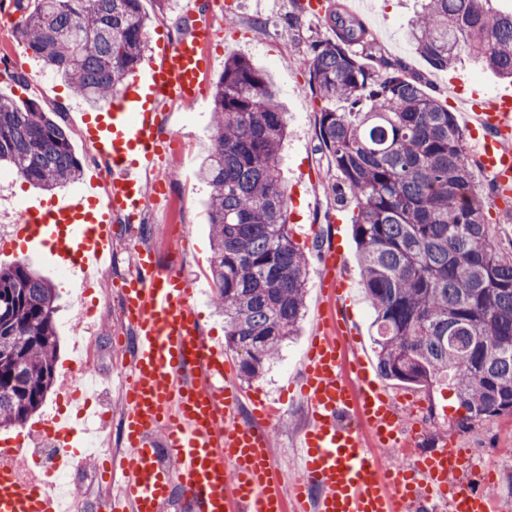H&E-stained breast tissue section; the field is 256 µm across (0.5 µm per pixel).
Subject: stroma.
Returning a JSON list of instances; mask_svg holds the SVG:
<instances>
[{
  "label": "stroma",
  "mask_w": 512,
  "mask_h": 512,
  "mask_svg": "<svg viewBox=\"0 0 512 512\" xmlns=\"http://www.w3.org/2000/svg\"><path fill=\"white\" fill-rule=\"evenodd\" d=\"M348 10L372 27L383 53L406 62L411 73L419 76L426 90L435 91L447 102L457 99L456 86L477 87L486 96H494L512 84L492 71L461 57L448 70L432 69L413 49L404 36V24L412 12L414 0H343ZM214 45L209 52L211 64L202 76L203 92L198 101L187 105L171 104L167 121L160 133L168 143V164L159 177L171 191L174 205L171 215L162 209L147 210L140 224L114 227L115 258L103 269L98 282L102 288L113 287L128 273L131 255L128 245L138 244L153 250L160 263L179 270L192 290V304L199 315L201 330L213 344L224 342V317L211 301L213 294L212 249L207 212L208 191L198 179V167L210 146L209 111L215 86L224 71V62L242 56L267 71L273 80L278 99L288 114V136L282 147V171L288 196V223L293 239L309 258L306 288V314L295 339L285 344L279 359L254 379L234 374L237 385L245 390H259L270 398H284L283 415L269 427L271 444L280 468L292 473L298 436L307 414L304 403L289 399L290 386L302 377L309 338L318 322L325 300L322 281L325 269L318 259L316 240L340 236L348 279L349 316L360 338L359 348L374 354L373 311L365 300L360 276L357 245L349 222L352 203H338L332 186L336 170L327 155L319 151L316 138L319 105L306 93L308 75L304 66L314 42L327 38L324 19L302 12L295 0H231L227 10L210 12ZM42 80L41 88L21 90L14 74ZM0 97L22 105L36 102L71 136L72 148L83 167H90L96 149L81 134L80 116L87 104L72 96L60 77L42 68L22 39L0 45ZM81 181H74L47 192L22 177L0 185V227L15 223L22 211L57 197L78 201ZM25 261L48 278L58 295L54 316L58 336L57 374L78 375L80 366L71 360L77 340L74 301L78 278H64L51 255L42 249L0 253V267ZM131 330L108 303L100 318L94 338L97 372L101 390L105 391L113 410H121L120 362L127 350L115 345L116 335H130ZM422 406L415 419L421 425L422 444L444 438H457L474 464L493 472L495 480L489 491L497 497V512H512V415L504 414L476 420L467 419L465 411L456 409L453 390L448 387L414 388Z\"/></svg>",
  "instance_id": "stroma-1"
}]
</instances>
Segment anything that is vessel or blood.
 <instances>
[{
    "mask_svg": "<svg viewBox=\"0 0 512 512\" xmlns=\"http://www.w3.org/2000/svg\"><path fill=\"white\" fill-rule=\"evenodd\" d=\"M186 35L163 46L158 62L130 82L111 112L85 116L83 135L98 144L110 168L108 208L88 178L84 201L50 202L21 214L13 242L48 249L57 264L91 275L110 256L109 214L136 220L149 202L148 179L160 161L158 121L168 102H195L206 65L202 45L212 25L199 0H186ZM467 126L482 167L502 198L512 197V90L484 102L465 99ZM136 273L120 299L133 333L131 382L124 393L127 451L113 459L122 480L120 512H165L181 500L188 512H493L494 502L466 475L474 465L455 441L421 453L408 468L381 466L372 447L406 439L403 394L393 392L357 353V336L342 315L347 291L341 246L322 252L328 271L326 313L311 336L300 395L311 418L299 441L300 468L290 479L278 468L268 425L282 409L261 393L230 385L234 367L222 347L201 334L191 289L180 274L161 273L156 256L136 248ZM253 420L240 422L242 401ZM87 436L61 423L67 459L84 460ZM61 495L38 475L19 477L0 464V512H64Z\"/></svg>",
    "mask_w": 512,
    "mask_h": 512,
    "instance_id": "obj_1",
    "label": "vessel or blood"
}]
</instances>
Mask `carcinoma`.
<instances>
[{"mask_svg": "<svg viewBox=\"0 0 512 512\" xmlns=\"http://www.w3.org/2000/svg\"><path fill=\"white\" fill-rule=\"evenodd\" d=\"M15 0L18 33L71 92L99 108L147 49L150 21L174 0ZM407 40L432 68L463 55L512 80V8L494 0H417ZM332 38L311 45L307 91L324 103L317 138L336 168L365 296L375 313L379 373L446 385L470 419L512 414V252L489 232L472 181L476 160L454 114L407 64L386 58L367 24L338 6ZM209 189L214 302L240 372L262 374L304 316L308 257L288 228L280 153L287 122L267 74L224 61L211 103ZM43 190L82 173L67 132L37 104L0 100V165ZM57 295L27 263L0 268V427L23 424L55 380Z\"/></svg>", "mask_w": 512, "mask_h": 512, "instance_id": "obj_1", "label": "carcinoma"}]
</instances>
